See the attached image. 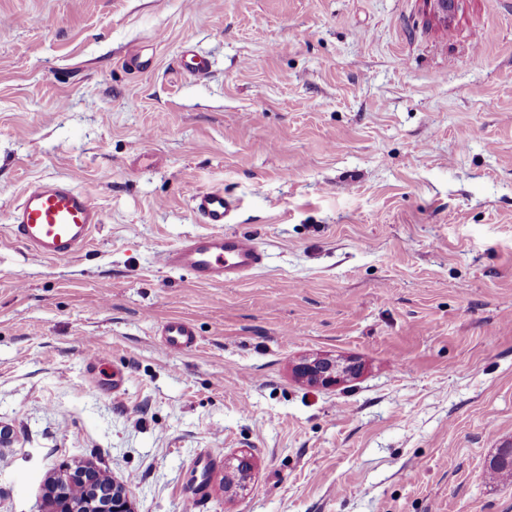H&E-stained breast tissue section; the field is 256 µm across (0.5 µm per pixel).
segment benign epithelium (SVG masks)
Instances as JSON below:
<instances>
[{
  "label": "benign epithelium",
  "mask_w": 512,
  "mask_h": 512,
  "mask_svg": "<svg viewBox=\"0 0 512 512\" xmlns=\"http://www.w3.org/2000/svg\"><path fill=\"white\" fill-rule=\"evenodd\" d=\"M434 18L448 24V18L458 9L459 0H423ZM299 372L322 385H333L353 376L354 365L329 358L307 359L300 363ZM50 512H134L124 491H111L100 496L95 484L89 482L84 469L66 468L56 474L47 486Z\"/></svg>",
  "instance_id": "benign-epithelium-1"
}]
</instances>
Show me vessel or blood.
Returning a JSON list of instances; mask_svg holds the SVG:
<instances>
[{"instance_id": "vessel-or-blood-1", "label": "vessel or blood", "mask_w": 512, "mask_h": 512, "mask_svg": "<svg viewBox=\"0 0 512 512\" xmlns=\"http://www.w3.org/2000/svg\"><path fill=\"white\" fill-rule=\"evenodd\" d=\"M192 210L200 223L213 225V232L184 240L162 251L157 261L164 267L190 272L197 283H235L262 267L265 253L248 237L224 231L233 202L223 190L194 192ZM103 216L91 197L63 180L30 182L11 213L14 235L37 258L58 260L81 252ZM169 348L188 352L196 344L189 320L167 319L161 328Z\"/></svg>"}]
</instances>
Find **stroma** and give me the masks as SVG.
Wrapping results in <instances>:
<instances>
[{
	"mask_svg": "<svg viewBox=\"0 0 512 512\" xmlns=\"http://www.w3.org/2000/svg\"><path fill=\"white\" fill-rule=\"evenodd\" d=\"M37 179L103 214L73 257L9 228ZM212 188L266 255L222 286L154 258ZM1 426L0 512L88 462L134 512H512V0H0ZM162 340L169 348L189 352L196 344L191 322L182 317L167 319L161 328ZM355 370L353 364L329 358L307 359L302 361L299 366L302 376L322 385L337 384L353 376Z\"/></svg>",
	"mask_w": 512,
	"mask_h": 512,
	"instance_id": "35a3bbf8",
	"label": "stroma"
}]
</instances>
